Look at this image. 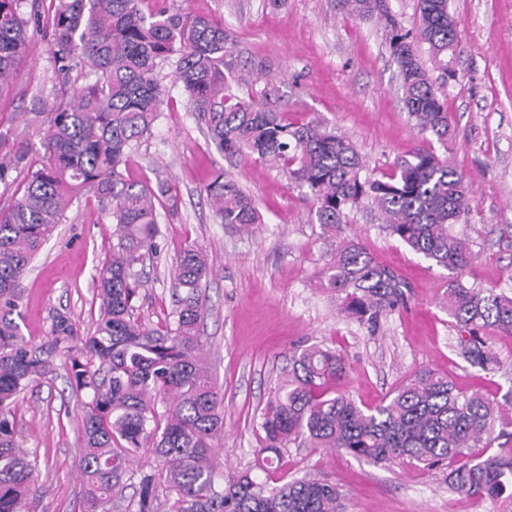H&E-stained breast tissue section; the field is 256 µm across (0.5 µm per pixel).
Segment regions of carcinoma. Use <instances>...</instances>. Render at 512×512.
Segmentation results:
<instances>
[{"label": "carcinoma", "instance_id": "obj_1", "mask_svg": "<svg viewBox=\"0 0 512 512\" xmlns=\"http://www.w3.org/2000/svg\"><path fill=\"white\" fill-rule=\"evenodd\" d=\"M46 20L54 65L89 81L68 102L49 109L44 161L27 166L25 189L0 210V512H26L36 459L21 448L16 407L21 394L53 372L51 354L63 350L68 382L89 394L84 404L79 462L86 489L81 512H112L132 458L150 449L162 467L139 480L137 512H345V494L316 478L272 487L246 469L218 483L211 456L224 429V394L202 359L199 324L206 311L207 254L186 246L172 268V320L149 326L135 317L138 266L157 253L159 221L169 188L131 181L124 170L162 112L155 70L175 64V80L189 111L230 164L255 157L276 163L309 190L318 224L338 238L324 270L341 310L372 329L405 302L407 284L377 263L355 236L344 234L349 215L371 205L383 229L413 252L456 275L448 286V314L460 328L461 354L472 364L490 359L483 335H512V294L472 288L458 275L471 263L468 244L452 232L470 210L471 193L460 170L430 151L396 157L392 173L375 178L348 137L317 120L293 121L269 97L256 98L248 75L226 45L231 34L209 15L146 14L143 0H51ZM348 14L377 16L390 27L404 105L418 131L448 143L451 123L425 69L418 45L448 77V55L458 49L459 21L448 0H418L413 33L402 30L386 0H339ZM21 0H0V89L18 74L29 52L30 19ZM21 141L0 155V181L22 166ZM93 192L115 224L109 257L97 270L101 299L95 331L79 333L67 315L54 317L45 344L22 333L19 280L61 223L68 205ZM222 224H258L260 214L224 167L204 188ZM346 372L336 350L311 345L295 350L288 372L261 412L270 464L299 443L329 448L375 464L413 461L448 466V487L471 497H498L512 488V458L490 452L495 408L478 392L424 371L366 407L334 390ZM163 409H158V404Z\"/></svg>", "mask_w": 512, "mask_h": 512}]
</instances>
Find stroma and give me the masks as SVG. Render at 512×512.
I'll use <instances>...</instances> for the list:
<instances>
[{
  "label": "stroma",
  "instance_id": "stroma-1",
  "mask_svg": "<svg viewBox=\"0 0 512 512\" xmlns=\"http://www.w3.org/2000/svg\"><path fill=\"white\" fill-rule=\"evenodd\" d=\"M214 15L224 21L234 52L263 65L252 88L271 92L289 117H313L351 139L372 176L389 174L397 156L427 150L448 158L472 189L471 209L454 231L474 258L467 285L512 292V0H448L459 21L454 79L441 86L453 136L448 143L418 133L403 101L384 21L362 20L338 0H145L144 10ZM29 54L0 93V137L28 144V161L42 157L47 130L33 111L59 101L63 85L53 66L45 26L30 24ZM175 68L159 65L170 104L152 137L126 171L133 180H166L176 202L161 218L157 255L145 262L136 316L164 323L172 307L171 266L186 245L206 251V313L201 333L210 372L224 394V433L216 471L253 467L262 445L259 416L288 367L293 349L321 344L343 354L347 370L337 392L372 407L423 370L447 375L457 388L479 391L498 408L492 450L512 457V335L487 334L494 359L473 366L459 354L460 330L443 302L448 270L413 253L383 230L374 211L349 218L373 256L409 286L406 306L368 331L340 310L323 269L334 242L317 224L305 189L280 168L243 159L233 175L252 196L262 221L244 227L217 223L204 188L219 156L186 106ZM114 230L94 197L66 212L21 278V329L41 344L62 313L81 334L95 330L101 301L96 270L108 257ZM64 355L30 387L17 410L23 446L36 454V493L29 512H79L85 487L78 471L86 393L71 389ZM445 467L408 462L375 465L324 448L283 449L258 479L305 476L336 484L346 512H512V498H472L451 490Z\"/></svg>",
  "mask_w": 512,
  "mask_h": 512
}]
</instances>
